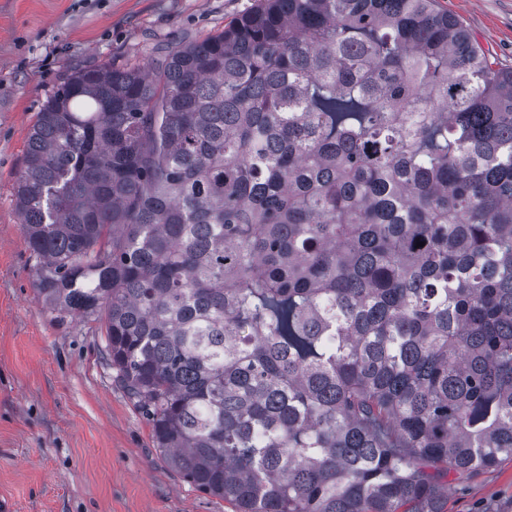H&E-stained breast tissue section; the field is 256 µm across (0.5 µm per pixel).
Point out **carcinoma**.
Wrapping results in <instances>:
<instances>
[{
    "mask_svg": "<svg viewBox=\"0 0 512 512\" xmlns=\"http://www.w3.org/2000/svg\"><path fill=\"white\" fill-rule=\"evenodd\" d=\"M14 192L37 293L236 512H440L512 458V68L437 0L79 70Z\"/></svg>",
    "mask_w": 512,
    "mask_h": 512,
    "instance_id": "carcinoma-1",
    "label": "carcinoma"
}]
</instances>
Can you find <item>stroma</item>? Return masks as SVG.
I'll return each mask as SVG.
<instances>
[{
	"label": "stroma",
	"instance_id": "35a3bbf8",
	"mask_svg": "<svg viewBox=\"0 0 512 512\" xmlns=\"http://www.w3.org/2000/svg\"><path fill=\"white\" fill-rule=\"evenodd\" d=\"M512 66V0H439ZM256 0H0V512H234L186 482L105 358L100 321L49 309L14 183L44 102L73 72L142 65ZM442 512H512V460L449 478Z\"/></svg>",
	"mask_w": 512,
	"mask_h": 512
}]
</instances>
